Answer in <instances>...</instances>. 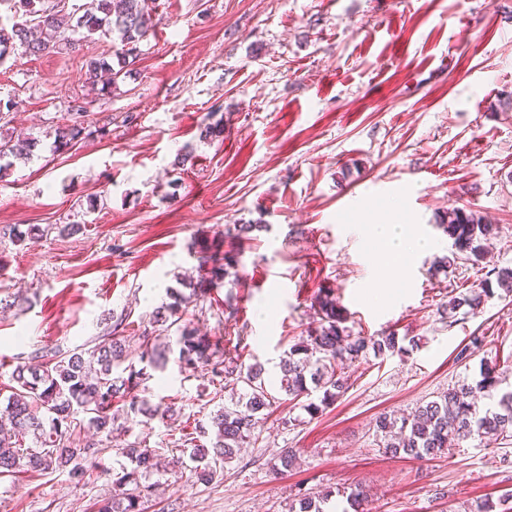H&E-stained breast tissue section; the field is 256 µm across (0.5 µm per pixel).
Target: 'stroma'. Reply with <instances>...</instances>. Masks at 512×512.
Instances as JSON below:
<instances>
[{"mask_svg": "<svg viewBox=\"0 0 512 512\" xmlns=\"http://www.w3.org/2000/svg\"><path fill=\"white\" fill-rule=\"evenodd\" d=\"M153 29L130 76L92 90L86 59L118 39L76 50L16 54L0 63V138L35 140L33 155L0 176V402L14 367L44 347L90 348L114 316L149 317L168 289L196 276L199 258L237 248L234 274L206 286L189 308L209 336H243L247 361L277 384L289 341L317 326L322 288L348 310L353 333L394 331L417 347L346 370L348 388L317 415L279 395L242 449L212 481L161 487L145 512H288L297 495L363 487L365 512H473L512 492V443H460L432 460L378 446L376 415L414 412L449 385L498 364L512 390V295L447 325L439 311L492 267L512 266V0H153ZM85 106V124L109 135L56 149L53 130ZM224 134L203 137L205 125ZM185 165H177L181 154ZM467 207L500 232L478 262L446 267L439 224ZM431 239L397 259L366 230L384 218ZM77 224L78 233L57 228ZM256 224L251 239L237 225ZM47 234L20 241L10 227ZM388 295H367L377 283ZM21 305H14V298ZM474 335L485 345L460 362ZM152 403L175 404L167 422L125 417L127 435L81 482L59 474L0 480V512H96L113 492L120 447L145 440L170 456L187 417L207 420L224 402L175 361L145 382ZM294 418L283 426V418ZM297 462L274 471L280 451Z\"/></svg>", "mask_w": 512, "mask_h": 512, "instance_id": "1", "label": "stroma"}]
</instances>
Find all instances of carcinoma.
I'll list each match as a JSON object with an SVG mask.
<instances>
[{"label":"carcinoma","mask_w":512,"mask_h":512,"mask_svg":"<svg viewBox=\"0 0 512 512\" xmlns=\"http://www.w3.org/2000/svg\"><path fill=\"white\" fill-rule=\"evenodd\" d=\"M19 7L26 20L13 24L7 37L0 36V57L18 46L36 56L62 43L72 47L93 35L107 38L115 34L120 42L138 48L151 28L146 0H92V7L80 15L46 6L42 0H19ZM135 59V55L118 50L110 60L91 58L86 62V80L95 85L106 76L115 84L130 73L129 66ZM84 131L100 138L108 135L104 127L87 131L67 121L54 130L56 147L75 146ZM34 147L33 142L0 140V160L23 158ZM439 222L452 240L454 251L444 261L450 266L464 256L480 257L485 243L499 233L498 225L487 223L482 215L465 207L448 209ZM236 262L227 254L222 259L202 256L199 271L208 266L218 277ZM181 285L190 289V294L172 290V302L160 307L149 320L151 326L162 331L174 330L175 345L159 343L160 337L147 328L135 329L126 313L114 320L112 330L89 349L45 348L32 356L36 364L28 362L13 369L15 386L0 410V478L18 472L44 475L61 470L79 481L86 463L100 464L103 449L98 440L86 439L78 444L74 436L91 432L110 439L114 432H128V427L117 423L114 407L149 420L164 421L174 416L173 406L151 403L140 394V386L150 378L148 370L163 369L168 355L175 351L180 368L191 376L201 368H210L209 384L218 392L230 391V403L214 411L208 422L197 424L194 434H183L181 455L168 463L180 472L188 470L198 479L210 481L243 445L258 441L256 429L263 411L275 402L263 378L264 367L258 361L247 364L242 360L239 349L243 337H237L234 345L236 356L226 358L230 340L201 335L184 322L188 305L205 298L206 293L201 279H188ZM496 287L512 293V268L492 269L468 291L450 296L442 307V319L451 326L460 321L459 315L477 313L486 300L495 296ZM314 303L319 327L293 341L280 359V391L290 399L298 400L314 390L323 392L320 403L304 405L311 415L346 389L347 377L337 371L338 364L356 361L369 351L383 357L405 350L394 332L353 335L345 326L346 310L332 291L319 289ZM133 339L139 340L140 361L145 363L138 370L125 364L127 343ZM500 384L496 367L484 365L478 379L449 387L438 399L406 417L379 415L375 426L381 448L393 456L426 459L446 454L453 443L468 438H478L487 447L511 438L512 391L499 393ZM118 454L126 459L114 474L118 493L98 512H143V499L149 491L146 479L161 466L160 455L139 440L127 443ZM331 497L330 491L304 494L292 503L290 512H325L324 505Z\"/></svg>","instance_id":"1"}]
</instances>
